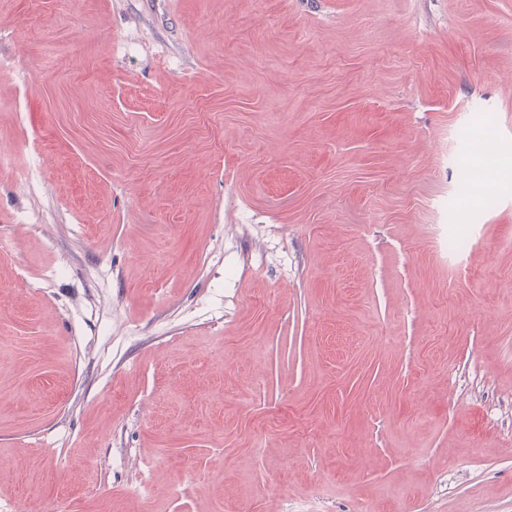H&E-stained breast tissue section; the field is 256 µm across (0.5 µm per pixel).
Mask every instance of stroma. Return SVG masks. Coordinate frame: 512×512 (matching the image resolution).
Wrapping results in <instances>:
<instances>
[{
    "mask_svg": "<svg viewBox=\"0 0 512 512\" xmlns=\"http://www.w3.org/2000/svg\"><path fill=\"white\" fill-rule=\"evenodd\" d=\"M0 56V512H512V154L437 151L512 141V0H0ZM483 123L484 120L479 117L472 125L468 155L471 160L476 161L474 168L479 186L484 190H490L496 186L499 164L496 155L486 153L483 149V137L479 132Z\"/></svg>",
    "mask_w": 512,
    "mask_h": 512,
    "instance_id": "1",
    "label": "stroma"
}]
</instances>
